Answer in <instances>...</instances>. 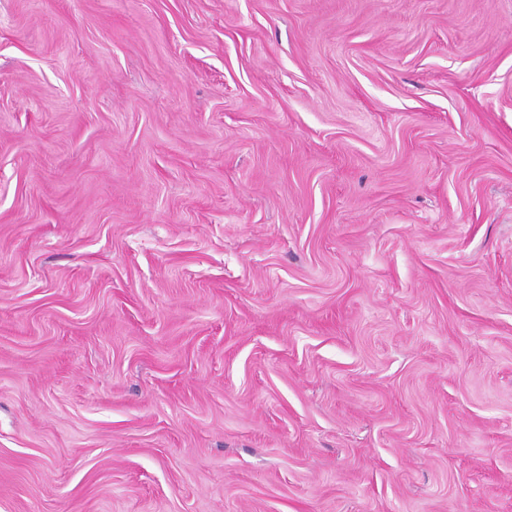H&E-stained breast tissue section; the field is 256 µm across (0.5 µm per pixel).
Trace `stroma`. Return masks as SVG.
<instances>
[{"mask_svg":"<svg viewBox=\"0 0 512 512\" xmlns=\"http://www.w3.org/2000/svg\"><path fill=\"white\" fill-rule=\"evenodd\" d=\"M0 512H512V0H0Z\"/></svg>","mask_w":512,"mask_h":512,"instance_id":"1","label":"stroma"}]
</instances>
